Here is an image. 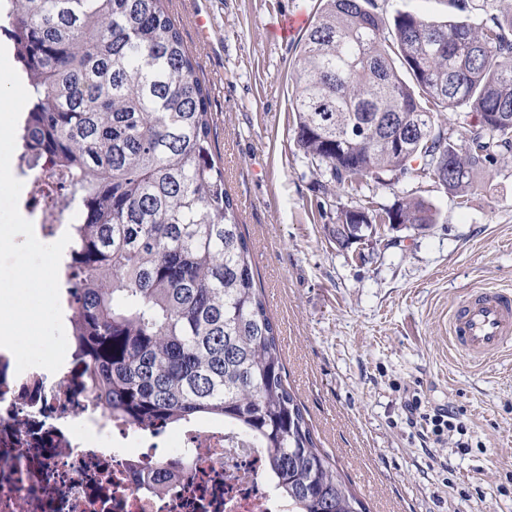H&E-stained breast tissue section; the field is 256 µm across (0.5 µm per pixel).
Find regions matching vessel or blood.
Instances as JSON below:
<instances>
[{
    "label": "vessel or blood",
    "mask_w": 512,
    "mask_h": 512,
    "mask_svg": "<svg viewBox=\"0 0 512 512\" xmlns=\"http://www.w3.org/2000/svg\"><path fill=\"white\" fill-rule=\"evenodd\" d=\"M455 349L471 361L512 343V295L489 288L470 291L448 318Z\"/></svg>",
    "instance_id": "1"
}]
</instances>
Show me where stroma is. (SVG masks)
Listing matches in <instances>:
<instances>
[{
  "mask_svg": "<svg viewBox=\"0 0 512 512\" xmlns=\"http://www.w3.org/2000/svg\"><path fill=\"white\" fill-rule=\"evenodd\" d=\"M318 5L166 2L210 91L215 158L252 243L288 381L319 447L371 512H512V346L474 364L448 339L449 312L468 290L512 291V156L478 176L464 203L418 172L324 193L293 132L297 41L275 35L282 19L314 16ZM200 10L211 18L205 40L194 27ZM411 197L433 206L437 224H384L348 249L330 239L339 207ZM439 407L465 433L434 439L419 415Z\"/></svg>",
  "mask_w": 512,
  "mask_h": 512,
  "instance_id": "35a3bbf8",
  "label": "stroma"
}]
</instances>
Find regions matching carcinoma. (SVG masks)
Returning <instances> with one entry per match:
<instances>
[{
	"label": "carcinoma",
	"mask_w": 512,
	"mask_h": 512,
	"mask_svg": "<svg viewBox=\"0 0 512 512\" xmlns=\"http://www.w3.org/2000/svg\"><path fill=\"white\" fill-rule=\"evenodd\" d=\"M166 0H8L0 33L29 93L19 138L28 175L65 173L72 256L63 280L92 401L136 424L222 418L267 450L295 512H367L319 448L287 380L276 324L257 285L250 241L212 150L210 93ZM375 0H320L300 44L291 102L297 144L327 186L351 188L448 161L446 190L512 156V0H450L457 17ZM478 118L461 143L441 113ZM423 118L425 148L402 150ZM331 230L340 248L391 214L437 223L423 199Z\"/></svg>",
	"instance_id": "obj_1"
}]
</instances>
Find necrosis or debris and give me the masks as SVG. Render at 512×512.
I'll return each mask as SVG.
<instances>
[{
  "instance_id": "4bbe7bcc",
  "label": "necrosis or debris",
  "mask_w": 512,
  "mask_h": 512,
  "mask_svg": "<svg viewBox=\"0 0 512 512\" xmlns=\"http://www.w3.org/2000/svg\"><path fill=\"white\" fill-rule=\"evenodd\" d=\"M45 172L40 234L56 242L73 221ZM177 461L166 488L144 482ZM0 512H293L275 491L265 449L223 419L136 427L87 399L73 359L57 372H17L0 352Z\"/></svg>"
}]
</instances>
